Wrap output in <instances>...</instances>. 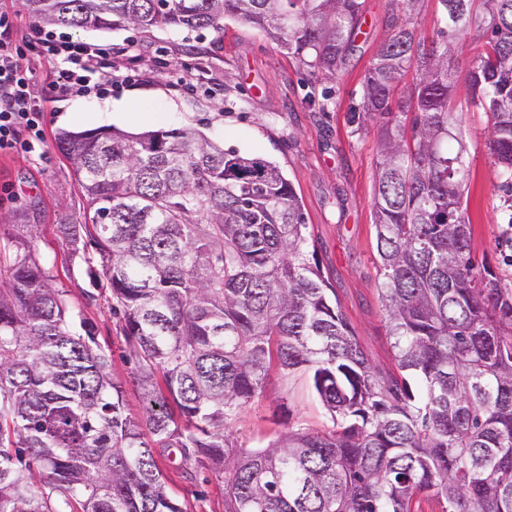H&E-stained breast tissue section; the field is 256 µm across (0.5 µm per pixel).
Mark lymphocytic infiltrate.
Instances as JSON below:
<instances>
[{"instance_id":"1","label":"lymphocytic infiltrate","mask_w":512,"mask_h":512,"mask_svg":"<svg viewBox=\"0 0 512 512\" xmlns=\"http://www.w3.org/2000/svg\"><path fill=\"white\" fill-rule=\"evenodd\" d=\"M17 13L0 12V151L45 150L44 114L49 104L73 95L102 94L112 62L106 49L30 24L17 38ZM48 63L56 76L37 91L33 63Z\"/></svg>"}]
</instances>
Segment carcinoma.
Masks as SVG:
<instances>
[{
    "label": "carcinoma",
    "mask_w": 512,
    "mask_h": 512,
    "mask_svg": "<svg viewBox=\"0 0 512 512\" xmlns=\"http://www.w3.org/2000/svg\"><path fill=\"white\" fill-rule=\"evenodd\" d=\"M394 25L363 80L379 123L374 177L381 300L395 370L374 365L311 249L274 163L191 127L57 134L86 199L58 225L93 249L141 415L66 290L29 241L0 267V512H184L156 456L224 473V512H512V287L471 258L460 95L488 116L512 189V0H437L439 26ZM39 24L79 30L219 29L230 16L333 82L364 0H22ZM475 30L471 67L452 70ZM411 83L404 82L409 72ZM84 333H78V330ZM309 374L331 429L229 441L272 366ZM421 378L420 397L404 373Z\"/></svg>",
    "instance_id": "1"
}]
</instances>
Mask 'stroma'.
Masks as SVG:
<instances>
[{"label": "stroma", "mask_w": 512, "mask_h": 512, "mask_svg": "<svg viewBox=\"0 0 512 512\" xmlns=\"http://www.w3.org/2000/svg\"><path fill=\"white\" fill-rule=\"evenodd\" d=\"M392 0H365L354 50L336 82L313 78L308 68L264 33L236 19L220 28L74 32L76 40L123 47L136 43L150 64L151 78L113 89L98 99L73 97L46 113V148L33 157L23 150L0 152V218L10 225L35 224L32 249L63 285L67 302L84 318L97 343L110 354L112 371L124 384L127 413L143 402L133 382L135 365L115 330L110 290L98 264L72 255L58 225L79 217L84 198L70 161L56 143L59 131L115 127L139 133L192 127L217 144L276 164L300 197L308 233L341 310L373 364L394 368L386 335L380 288L383 274L376 250L373 180L378 126L349 121L362 106L367 68L390 36ZM179 66L187 83L175 88L167 71ZM461 130L468 156L464 195L470 220L472 257L512 283V227L503 222V186L484 131L486 116L461 103ZM129 113L121 121L120 113ZM331 421L309 378L271 369L261 393L240 411L231 438L242 448L265 446L290 428L319 431ZM170 493L186 512H224V477L201 468L186 479L181 468L159 458Z\"/></svg>", "instance_id": "obj_1"}]
</instances>
